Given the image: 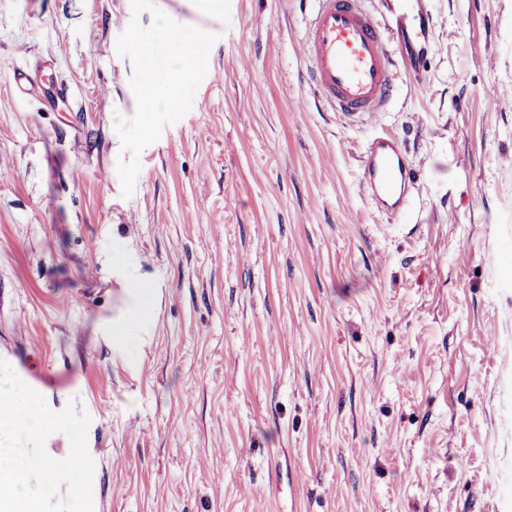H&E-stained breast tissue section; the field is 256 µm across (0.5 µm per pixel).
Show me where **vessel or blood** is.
I'll return each mask as SVG.
<instances>
[{"mask_svg":"<svg viewBox=\"0 0 512 512\" xmlns=\"http://www.w3.org/2000/svg\"><path fill=\"white\" fill-rule=\"evenodd\" d=\"M431 22L422 2L412 14L400 0H384L379 12L365 0H313L303 42L306 76L334 111L358 118L384 111L400 79L417 80L426 63ZM14 82L19 94L43 100L69 93L62 83L46 88L25 69L15 71ZM358 162L366 195L387 214L409 218L415 171L403 141L375 134Z\"/></svg>","mask_w":512,"mask_h":512,"instance_id":"b4317fda","label":"vessel or blood"}]
</instances>
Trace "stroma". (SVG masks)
<instances>
[{"mask_svg":"<svg viewBox=\"0 0 512 512\" xmlns=\"http://www.w3.org/2000/svg\"><path fill=\"white\" fill-rule=\"evenodd\" d=\"M154 3L218 39L125 199L150 14L0 0V358L89 414L94 512H512V0H427L426 76L366 122L304 78L311 0ZM38 64L83 124L15 92ZM383 130L410 222L360 187ZM149 311L144 306L138 308L133 313L131 320L118 327L115 336H112L113 342L119 345H129L134 343L140 336L141 325L148 323Z\"/></svg>","mask_w":512,"mask_h":512,"instance_id":"obj_1","label":"stroma"}]
</instances>
